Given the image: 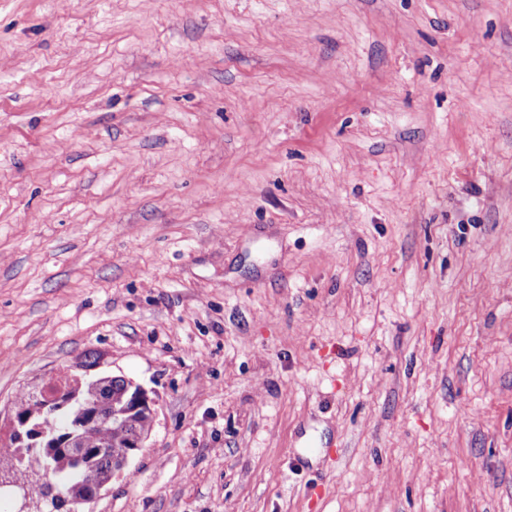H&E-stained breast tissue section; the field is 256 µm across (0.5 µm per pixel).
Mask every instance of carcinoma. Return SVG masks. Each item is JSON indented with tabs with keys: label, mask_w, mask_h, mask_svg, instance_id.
Segmentation results:
<instances>
[{
	"label": "carcinoma",
	"mask_w": 512,
	"mask_h": 512,
	"mask_svg": "<svg viewBox=\"0 0 512 512\" xmlns=\"http://www.w3.org/2000/svg\"><path fill=\"white\" fill-rule=\"evenodd\" d=\"M69 389L79 392V401L67 405L58 414L67 419V424L61 425L56 415L46 416L39 413L38 405L47 401V397L55 396ZM100 394L97 385L84 383L77 378H64L52 386L49 394H28L21 400L25 411L33 415L31 424L40 427L46 439L61 436L72 424L81 421L86 416L85 405L96 400ZM152 419L144 414L133 417L121 423L114 421L102 427L89 426L80 431L83 447L103 450L96 462L74 468L73 458L65 451L53 448H36L34 450L15 448L5 454H0V470L23 468L42 477L41 495L47 512H61L63 505L74 504L83 493L100 484L108 478L112 470V458L117 455L126 443L129 434L139 431L149 433Z\"/></svg>",
	"instance_id": "carcinoma-1"
}]
</instances>
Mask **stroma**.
<instances>
[{"instance_id": "stroma-1", "label": "stroma", "mask_w": 512, "mask_h": 512, "mask_svg": "<svg viewBox=\"0 0 512 512\" xmlns=\"http://www.w3.org/2000/svg\"><path fill=\"white\" fill-rule=\"evenodd\" d=\"M65 374L83 512H512V0H0V453ZM108 379L110 378H100L93 384L92 382L84 383L75 377L71 379L65 377L59 384L50 388L49 394H28L21 400V406L25 407L23 410L33 415L31 424L35 426L28 427L31 420L29 414H25L21 410L15 414L11 421L12 433L18 437L16 444L19 443L20 446L19 448L13 447L11 452L0 454V470L20 467L42 477L40 485L42 500L45 508H49L42 512H60L66 502H69L70 506L76 504L79 507L93 501L108 482L101 486L96 485L106 480L111 470L112 475L123 471L130 459L144 447L148 433L151 431L152 419L140 414L133 417L131 421H125L124 424L119 422L125 420L124 416L131 417L140 410H145L146 413H150L152 418L154 417L155 401L141 385L123 377L113 376L109 382L108 391L119 409L125 404L122 411L117 412L112 401L109 400L89 404L86 410L85 405L96 400L100 394V389L96 384H101ZM113 379L125 381V394L124 381ZM69 389L79 392V401L72 402L53 414L76 399L77 394L65 397L58 394L55 399L50 401H47V398ZM126 393H131V395L125 403ZM40 403H44L42 413L46 412L52 415L40 414L38 409ZM59 414L66 417V425H60L56 420V416ZM85 416L84 425L89 427L80 431L81 442L85 447L81 448L76 430L79 425L75 424L72 429L66 432L65 430L70 428L73 423L84 419ZM113 420H118V422ZM111 421L113 422L106 426H91ZM36 426L45 433V440L54 439L65 432L60 440L56 439L53 442V446H58L71 453L79 465L97 459V451L92 448L103 450V454L98 461L84 465L81 470H76L73 458L67 452L53 448H38L43 444L38 441L42 435L38 434ZM136 430L143 434L133 433ZM130 433L133 434L129 436ZM127 438V447L117 458L112 460L124 448ZM90 488L92 489L85 497L80 498Z\"/></svg>"}]
</instances>
